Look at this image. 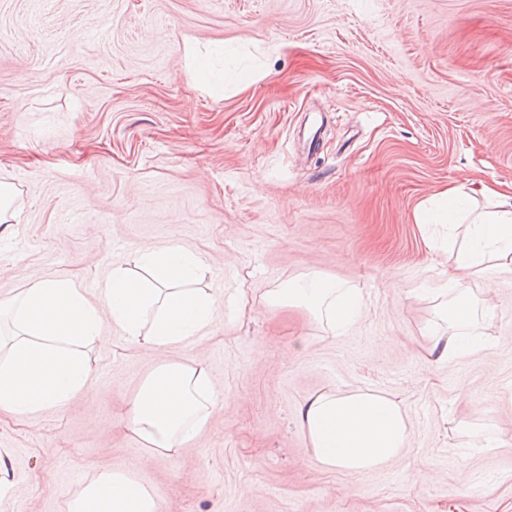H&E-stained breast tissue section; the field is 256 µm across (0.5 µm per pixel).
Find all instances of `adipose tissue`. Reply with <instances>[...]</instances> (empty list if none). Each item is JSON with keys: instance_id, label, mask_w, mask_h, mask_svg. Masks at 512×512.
I'll return each mask as SVG.
<instances>
[{"instance_id": "ef3b65f1", "label": "adipose tissue", "mask_w": 512, "mask_h": 512, "mask_svg": "<svg viewBox=\"0 0 512 512\" xmlns=\"http://www.w3.org/2000/svg\"><path fill=\"white\" fill-rule=\"evenodd\" d=\"M480 198L489 210H474ZM464 219L470 222L469 237L456 248L442 291V325L428 337L427 355L438 364L485 347L486 313L471 294L469 278L480 277L492 288L501 274L512 272V195L453 187L415 214L422 226ZM134 262L144 277H136L134 269H113L93 299L67 279L44 280L0 297V318L12 325L0 336L1 412L26 417L48 407L66 408L88 385L86 349L100 340L103 317L127 338L162 349L184 346L210 326L217 303L197 286L203 263L196 254L171 244L137 251ZM264 301L304 308L335 334L354 327L364 307L359 289L319 272L270 289ZM216 404L203 365L166 360L143 382L123 424L174 464L204 430ZM298 421L313 467L361 475L392 462L408 445L407 414L400 400L382 393L324 390L305 401ZM65 512H156V503L129 473L101 468L67 501Z\"/></svg>"}]
</instances>
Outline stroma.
I'll list each match as a JSON object with an SVG mask.
<instances>
[{
  "label": "stroma",
  "instance_id": "stroma-1",
  "mask_svg": "<svg viewBox=\"0 0 512 512\" xmlns=\"http://www.w3.org/2000/svg\"><path fill=\"white\" fill-rule=\"evenodd\" d=\"M225 44L247 78L213 97L186 50L220 69ZM0 182V297L66 278L92 298L177 244L221 303L177 352L219 395L178 465L122 423L166 353L107 321L67 408L0 413V512H63L108 466L160 512H512V274L472 283L487 348L429 363L453 257L415 222L463 183L512 194V0H0ZM308 271L362 291L353 329L264 305ZM324 389L400 399L403 455L307 467L297 413Z\"/></svg>",
  "mask_w": 512,
  "mask_h": 512
}]
</instances>
